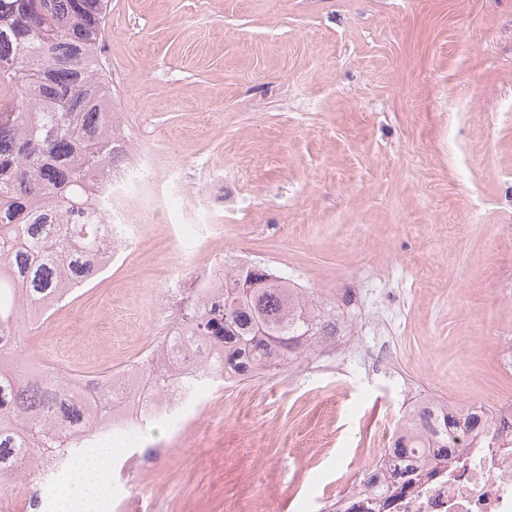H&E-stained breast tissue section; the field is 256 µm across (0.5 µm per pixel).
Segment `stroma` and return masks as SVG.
Listing matches in <instances>:
<instances>
[{"label": "stroma", "mask_w": 512, "mask_h": 512, "mask_svg": "<svg viewBox=\"0 0 512 512\" xmlns=\"http://www.w3.org/2000/svg\"><path fill=\"white\" fill-rule=\"evenodd\" d=\"M102 58L139 235L22 356L96 375L157 344L195 294L155 189L210 221L196 265L285 276L357 345L383 322L426 396H512V0H111ZM405 410L348 353L214 390L132 477L140 512H322Z\"/></svg>", "instance_id": "1"}]
</instances>
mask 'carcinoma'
<instances>
[{"mask_svg":"<svg viewBox=\"0 0 512 512\" xmlns=\"http://www.w3.org/2000/svg\"><path fill=\"white\" fill-rule=\"evenodd\" d=\"M110 0H0V488L31 476L40 456H63L68 428L84 416L67 378L37 371L19 357L32 312L52 309L91 283L94 258L109 224H84L96 201L92 179L114 158L103 111L112 98L101 44ZM171 343H210L216 358L201 370L207 382L284 368L303 348L333 334L288 279L264 267L238 266L224 287L197 292ZM144 372L174 380L173 364L148 358ZM484 407L462 419L450 412L412 421L388 450L383 468L401 479L414 458L436 463L463 447L466 430L491 423Z\"/></svg>","mask_w":512,"mask_h":512,"instance_id":"cac0c4a2","label":"carcinoma"}]
</instances>
